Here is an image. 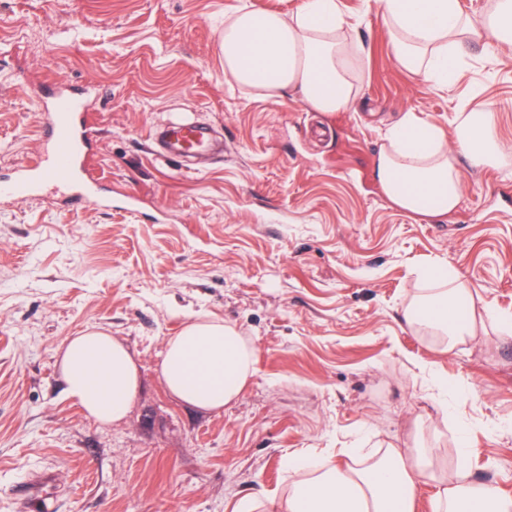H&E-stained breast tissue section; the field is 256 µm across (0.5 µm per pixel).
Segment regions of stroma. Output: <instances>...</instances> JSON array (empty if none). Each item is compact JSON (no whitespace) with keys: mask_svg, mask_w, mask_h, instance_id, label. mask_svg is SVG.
<instances>
[{"mask_svg":"<svg viewBox=\"0 0 512 512\" xmlns=\"http://www.w3.org/2000/svg\"><path fill=\"white\" fill-rule=\"evenodd\" d=\"M291 15L301 0H0V179L41 148L59 81L96 95L85 114L100 204L54 193L0 204V512L36 473L53 512H271L288 461L353 464L419 445L512 498V162L459 157L448 215L404 211L374 176L404 113L453 141L460 106L489 109L512 148V45H468L451 87L401 68L377 0H339L362 49L355 100L314 111L224 68L220 36L240 4ZM192 119L219 151L181 162L156 131ZM454 270L489 307L476 339L447 349L404 308ZM235 325L255 374L220 411L166 391L168 337L190 317ZM104 328L140 387L104 425L65 392L57 350ZM472 454L462 459L461 445Z\"/></svg>","mask_w":512,"mask_h":512,"instance_id":"obj_1","label":"stroma"}]
</instances>
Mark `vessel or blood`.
I'll return each mask as SVG.
<instances>
[{
    "mask_svg": "<svg viewBox=\"0 0 512 512\" xmlns=\"http://www.w3.org/2000/svg\"><path fill=\"white\" fill-rule=\"evenodd\" d=\"M84 108L79 96L53 93L43 152L19 165L14 178L0 181V203L25 200L48 187L72 203L95 201V183L84 174L79 149L83 133L76 124ZM167 143L171 155L189 157L208 147L209 132L198 122L178 121L169 127Z\"/></svg>",
    "mask_w": 512,
    "mask_h": 512,
    "instance_id": "vessel-or-blood-1",
    "label": "vessel or blood"
}]
</instances>
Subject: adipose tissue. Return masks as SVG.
Listing matches in <instances>:
<instances>
[{
    "instance_id": "adipose-tissue-1",
    "label": "adipose tissue",
    "mask_w": 512,
    "mask_h": 512,
    "mask_svg": "<svg viewBox=\"0 0 512 512\" xmlns=\"http://www.w3.org/2000/svg\"><path fill=\"white\" fill-rule=\"evenodd\" d=\"M392 33L396 62L440 86H451L473 21L459 0H379ZM349 22L337 0H302L288 17L243 5L225 23L221 36L224 68L246 86L279 96L299 89L319 112L347 110L353 100L348 78L358 48L343 40ZM457 151H449L430 122L403 115L388 130L375 176L387 196L412 213L442 215L453 211L462 192L455 152L476 166L512 155L496 137L490 112H457ZM437 288L409 308L406 320L444 336L448 347L478 335L476 300L457 275L440 270ZM66 392L87 415L103 424L120 423L136 395L139 368L125 345L105 331L91 329L69 337L58 351ZM254 348L233 325L195 317L168 337L160 374L166 390L202 410H220L237 398L254 375ZM435 482L434 512H512V499L465 475L438 474L429 458L413 449L394 452L359 468L323 467L318 475L295 482L278 512H414L418 483Z\"/></svg>"
}]
</instances>
